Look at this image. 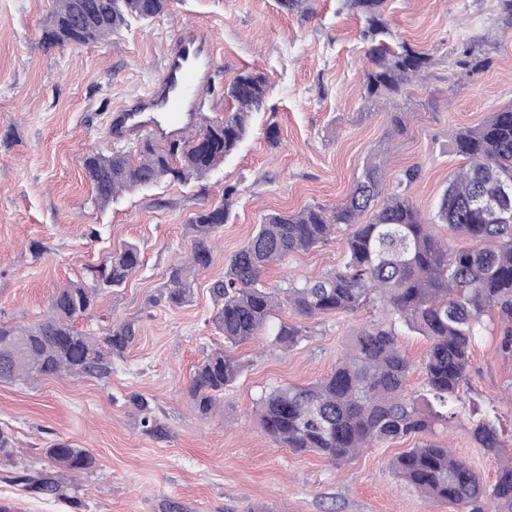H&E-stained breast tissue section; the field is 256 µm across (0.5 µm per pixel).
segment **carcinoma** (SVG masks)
Instances as JSON below:
<instances>
[{"label":"carcinoma","instance_id":"obj_1","mask_svg":"<svg viewBox=\"0 0 512 512\" xmlns=\"http://www.w3.org/2000/svg\"><path fill=\"white\" fill-rule=\"evenodd\" d=\"M41 29L40 43L50 51L98 43L134 21H151L170 10L174 0H53ZM386 0H344L361 15L362 39L372 64L365 75L366 97H397L405 85L426 71L431 57L403 43L389 46L391 32L384 16ZM235 110L173 141L142 140L129 151L91 152L82 168L95 191V201L109 205L127 191L159 184L166 178L188 184L224 164L247 134L251 115L266 97V78L243 71L225 86ZM454 152L465 159L448 182L438 203L437 223L472 242L451 247L433 233L406 189L396 187L377 206L382 193L383 165L365 167L360 180L341 204L309 205L291 213L266 215L252 238L233 253L224 279L212 284L219 304L216 329L224 342L237 345L271 332L274 343L291 348L304 337L302 325L272 326L277 312L288 306L302 319L331 313H355L374 295L409 329L430 342L424 365L427 396L407 394L411 362L390 328L357 332L334 370L307 386L274 388L258 399L256 413L274 445L296 454L315 453L342 466L366 448L415 434L433 435L454 414L448 408L468 382V368L483 317L504 326L501 348L512 351V216L498 219L484 209L502 204V184L512 181V105L502 107L474 127L452 132ZM235 189L224 202L189 220L194 238L187 258L172 264L161 298L170 306L191 295L193 274L207 268L216 233L229 218ZM345 227L344 269L315 281L280 291L266 288V266L289 255L327 243ZM140 250L127 244L90 275L71 280L52 296L44 318L30 326L0 320V381L30 383L45 377L102 376L112 358L124 356L134 340L130 323L107 332H81L77 316H94L102 293L122 286L140 267ZM232 353L217 349L207 355L191 380L198 411L212 413L224 389L242 372ZM144 414L147 431L158 429L148 400L133 398ZM476 447L500 455V434L493 421L472 412L460 423ZM54 472L20 480L36 493L63 495L55 475L75 477L90 471L96 459L85 448L55 443L43 449ZM397 482L435 502L452 503L461 512H512V457L501 461L493 483L487 484L472 465L450 447L425 440L391 462Z\"/></svg>","mask_w":512,"mask_h":512}]
</instances>
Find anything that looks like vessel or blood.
Wrapping results in <instances>:
<instances>
[{
    "mask_svg": "<svg viewBox=\"0 0 512 512\" xmlns=\"http://www.w3.org/2000/svg\"><path fill=\"white\" fill-rule=\"evenodd\" d=\"M213 31L191 29L165 55L162 76L140 97L136 109H117L109 116L115 136L174 139L198 124L199 97L208 91L217 70Z\"/></svg>",
    "mask_w": 512,
    "mask_h": 512,
    "instance_id": "1",
    "label": "vessel or blood"
}]
</instances>
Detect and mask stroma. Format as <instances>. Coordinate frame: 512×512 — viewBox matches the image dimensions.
<instances>
[{
    "instance_id": "35a3bbf8",
    "label": "stroma",
    "mask_w": 512,
    "mask_h": 512,
    "mask_svg": "<svg viewBox=\"0 0 512 512\" xmlns=\"http://www.w3.org/2000/svg\"><path fill=\"white\" fill-rule=\"evenodd\" d=\"M51 9L52 0H0V319L37 323L58 288L133 243L140 268L104 293L93 322L76 325L100 333L129 322L135 340L101 378L0 382V429L15 448L13 462L0 461V500L15 512H458L395 484L388 464L415 439L368 449L337 467L275 446L259 424L255 407L263 392L330 374L363 327L394 328L412 363L409 392L422 394L429 343L395 323L378 301L306 321L305 339L287 350L266 336L234 346L244 367L212 414L199 413L190 383L195 367L224 345L210 287L266 214L339 205L378 160L389 190L419 168L407 192L423 214H435L463 163L452 131L512 104V29L498 0H387L392 34L428 53L433 65L402 98L374 104L364 98L362 23L342 0H310L309 12L291 14L277 0H176L171 14L131 24L105 43L47 52L40 28ZM197 25L213 30L219 62L201 101L202 121L228 111L224 86L244 70L268 79L263 109L239 150L205 178L163 182L98 206L82 157L130 147V140L110 135L109 113L142 94L159 76L167 49ZM465 44L479 47L480 69L462 56ZM394 112L400 125L390 122ZM272 125L275 147L266 138ZM228 187L236 190L231 217L190 300L160 303L168 267L191 250L190 217L219 204ZM343 238L336 233L324 246L270 264L266 285L284 289L343 269ZM485 325L456 410L496 411L508 457L512 353L500 346L497 321ZM137 395L149 400L158 431L143 427L132 403ZM436 436L494 482L500 457L451 425L438 427ZM57 441L96 457L95 467L74 479L70 499L4 480L8 471L44 469L41 450Z\"/></svg>"
}]
</instances>
